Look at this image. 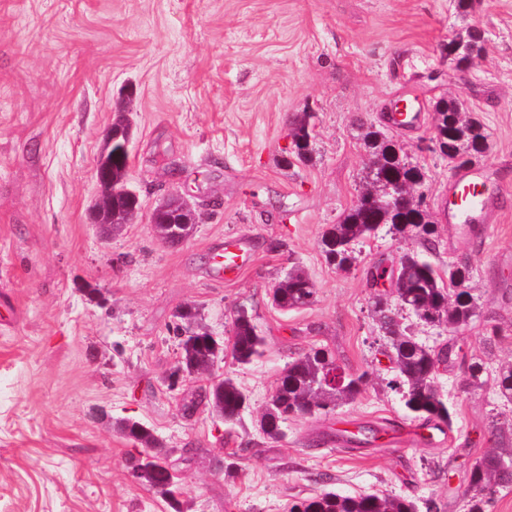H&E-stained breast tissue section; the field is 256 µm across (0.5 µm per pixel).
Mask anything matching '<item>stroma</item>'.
I'll list each match as a JSON object with an SVG mask.
<instances>
[{"label":"stroma","instance_id":"35a3bbf8","mask_svg":"<svg viewBox=\"0 0 512 512\" xmlns=\"http://www.w3.org/2000/svg\"><path fill=\"white\" fill-rule=\"evenodd\" d=\"M457 0H0V512H173L136 483L135 443L114 423L140 421L163 442L189 512H289L326 491L435 500L467 512L461 478L496 449L494 426L512 405L492 384L464 385L460 367L438 380L455 410L434 433L412 421L391 378L370 314L375 265L419 248L381 227L347 271L318 242L355 203L369 155L359 122L383 127L386 108L413 103L416 129H388L426 180L440 271L467 263L480 307L453 330L403 322L435 347L454 342L490 368L512 360V0L460 16ZM485 36L467 69L448 61L466 24ZM456 96L484 125L479 158L500 198L476 240L458 236L439 202L454 171L430 140L436 103ZM133 137L127 185L139 219L102 238L89 215L94 169L116 112ZM307 113L315 152L286 166L294 116ZM203 204L184 243H162L149 223L169 191ZM251 259L221 268L224 242ZM316 288L306 308H273L268 295L293 266ZM195 306L228 340L238 308L253 314L264 356H232L212 373L170 383L179 357L174 312ZM498 326L494 348L482 342ZM335 347L350 370L379 383L327 417L289 419L277 441L223 429L207 408L183 406L213 380L235 378L258 415L288 363ZM381 427L359 443L358 426ZM233 464L218 473L217 461Z\"/></svg>","mask_w":512,"mask_h":512}]
</instances>
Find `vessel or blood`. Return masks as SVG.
<instances>
[{
	"instance_id": "vessel-or-blood-1",
	"label": "vessel or blood",
	"mask_w": 512,
	"mask_h": 512,
	"mask_svg": "<svg viewBox=\"0 0 512 512\" xmlns=\"http://www.w3.org/2000/svg\"><path fill=\"white\" fill-rule=\"evenodd\" d=\"M487 173L472 166L457 170L448 185V203L442 209L445 222L453 224L457 233L471 237L477 225L488 223L498 211V197L488 191ZM249 254L236 239L224 243V273L234 275L247 261Z\"/></svg>"
}]
</instances>
